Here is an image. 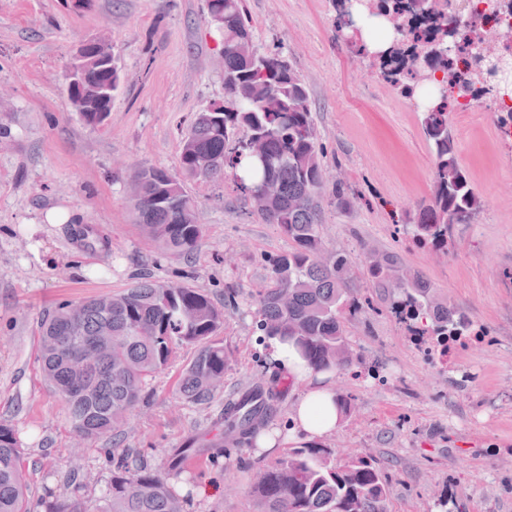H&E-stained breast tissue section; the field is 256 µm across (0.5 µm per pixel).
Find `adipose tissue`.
<instances>
[{
    "instance_id": "adipose-tissue-1",
    "label": "adipose tissue",
    "mask_w": 512,
    "mask_h": 512,
    "mask_svg": "<svg viewBox=\"0 0 512 512\" xmlns=\"http://www.w3.org/2000/svg\"><path fill=\"white\" fill-rule=\"evenodd\" d=\"M271 360L280 372L305 384L304 393L289 414V439L309 443L342 428L345 411L333 390L332 372L311 370L293 345L277 340L272 343Z\"/></svg>"
}]
</instances>
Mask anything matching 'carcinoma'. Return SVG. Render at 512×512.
<instances>
[{"mask_svg":"<svg viewBox=\"0 0 512 512\" xmlns=\"http://www.w3.org/2000/svg\"><path fill=\"white\" fill-rule=\"evenodd\" d=\"M383 14L403 20L423 8L421 0H376ZM208 22L224 36V97L228 109L219 116L208 108L197 114L182 142L178 177L161 168L135 174L138 191L133 209L138 225L171 257H187L203 238L195 201L182 178L207 181L232 171L238 188L250 196L266 178L277 180L280 195L259 213L276 224L295 248L268 260V284L256 297L258 329L270 338L292 341L308 366L317 371L347 370L353 361L336 360V346L346 343L344 315L355 314L360 301L348 288L350 259L337 254L320 258L322 166L318 136L308 92L290 62L254 48L252 26L243 0H207ZM459 21L448 17L445 0L424 13L408 29L406 42H390L374 57L393 85L412 94L416 75L404 66L418 60L430 76L443 74L448 87H458L477 101L491 96L482 73L450 66L448 40L458 39ZM102 52L85 51L88 82L79 99L69 95L75 111L88 125L101 121L99 110L112 109L107 87L117 92L119 69H110ZM448 100L423 111L422 129L434 157V195L415 210L410 221L420 244L448 238L452 224H468L481 200L461 167L448 123ZM263 141L257 160L246 150L248 139ZM374 286L390 299L400 320L422 323L423 330L442 340L469 335L470 321L456 305L437 302L430 283L403 270L395 255L367 265ZM288 294V304L281 302ZM224 312L198 289L146 278L105 297L64 302L48 311L39 326V359L45 379L66 405L74 432L83 439L117 440L120 423L141 400L146 377L165 368L173 346H196L182 372L178 393L194 405L209 403L224 376L227 354L216 339ZM88 355L82 372L72 357ZM272 394L257 385L227 405L225 416L239 437L247 438L272 410ZM321 447L294 448L272 466H263L253 483L261 512H386L387 486L380 463L357 456L343 465L331 463ZM16 430L0 423V512H30ZM79 474L71 470L64 492L41 500L42 512H87ZM100 512H187L186 502L169 477L125 453L112 457V482Z\"/></svg>","mask_w":512,"mask_h":512,"instance_id":"obj_1","label":"carcinoma"}]
</instances>
